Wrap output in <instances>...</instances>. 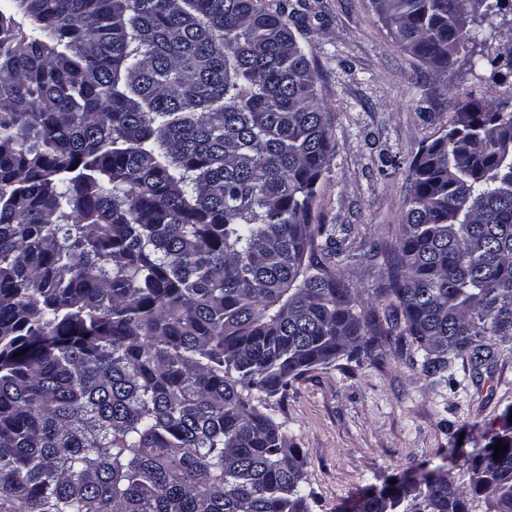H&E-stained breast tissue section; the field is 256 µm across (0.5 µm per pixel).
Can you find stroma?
<instances>
[{"label":"stroma","instance_id":"35a3bbf8","mask_svg":"<svg viewBox=\"0 0 512 512\" xmlns=\"http://www.w3.org/2000/svg\"><path fill=\"white\" fill-rule=\"evenodd\" d=\"M291 28L319 75L332 117L334 151L314 204L318 224H349L357 254L348 265L359 287L380 268L368 254L390 240L407 208L411 163L448 125L457 97L512 99V77L491 82L478 43L449 82L400 48L373 0H300ZM455 389L419 379L393 346L355 367L338 362L295 380L271 413L306 455L311 512H353L359 496L416 475L455 449L485 447L486 429L512 409V354L473 384L457 365Z\"/></svg>","mask_w":512,"mask_h":512}]
</instances>
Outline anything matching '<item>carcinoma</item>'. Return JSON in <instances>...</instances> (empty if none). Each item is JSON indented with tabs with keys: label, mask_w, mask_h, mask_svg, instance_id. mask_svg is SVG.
<instances>
[{
	"label": "carcinoma",
	"mask_w": 512,
	"mask_h": 512,
	"mask_svg": "<svg viewBox=\"0 0 512 512\" xmlns=\"http://www.w3.org/2000/svg\"><path fill=\"white\" fill-rule=\"evenodd\" d=\"M444 78L505 0H374ZM290 0H0V512H309L268 399L393 343L512 350V110L457 98L365 304ZM355 512H512V427ZM507 452L494 460L497 443Z\"/></svg>",
	"instance_id": "carcinoma-1"
}]
</instances>
